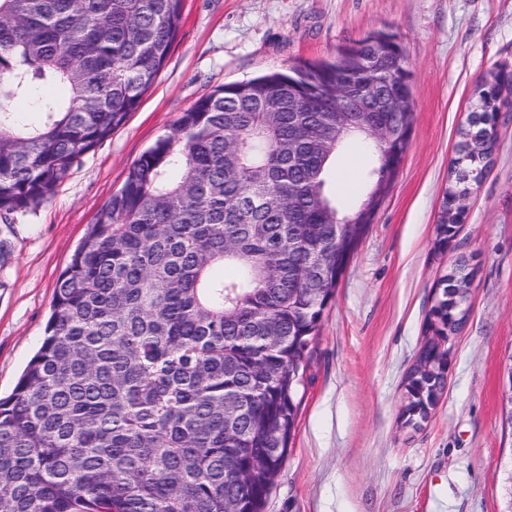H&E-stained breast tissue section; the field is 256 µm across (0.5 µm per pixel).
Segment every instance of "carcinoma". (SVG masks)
I'll list each match as a JSON object with an SVG mask.
<instances>
[{
	"instance_id": "obj_1",
	"label": "carcinoma",
	"mask_w": 512,
	"mask_h": 512,
	"mask_svg": "<svg viewBox=\"0 0 512 512\" xmlns=\"http://www.w3.org/2000/svg\"><path fill=\"white\" fill-rule=\"evenodd\" d=\"M184 0H0V214L50 199L74 164L122 126L163 68ZM332 61L229 83L182 113L129 168L60 273L45 334L0 398V512H263L288 455L325 309L339 283L336 220L360 241L373 192H388L414 113L388 112L410 78L404 44L389 65ZM365 111L336 130V72ZM458 131L463 153L485 134ZM40 114L21 124L13 106ZM392 127L406 135L383 143ZM371 167L359 200L331 187L342 144ZM443 195L435 246L456 233ZM471 280L451 274L433 309L458 333ZM405 387L423 416L442 353L428 344Z\"/></svg>"
}]
</instances>
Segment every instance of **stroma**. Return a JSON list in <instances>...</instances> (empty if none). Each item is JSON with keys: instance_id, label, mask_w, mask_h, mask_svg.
<instances>
[{"instance_id": "35a3bbf8", "label": "stroma", "mask_w": 512, "mask_h": 512, "mask_svg": "<svg viewBox=\"0 0 512 512\" xmlns=\"http://www.w3.org/2000/svg\"><path fill=\"white\" fill-rule=\"evenodd\" d=\"M404 43L415 123L404 159L324 313L298 426L266 512H512V91L492 164L447 250L435 220L458 130L490 73L512 70V0H185L169 58L125 124L54 197L0 216V397L37 350L61 271L130 166L218 86L331 60L368 32ZM359 141L336 164L359 198ZM472 260L471 314L428 420L405 424V378L427 340L438 283Z\"/></svg>"}]
</instances>
